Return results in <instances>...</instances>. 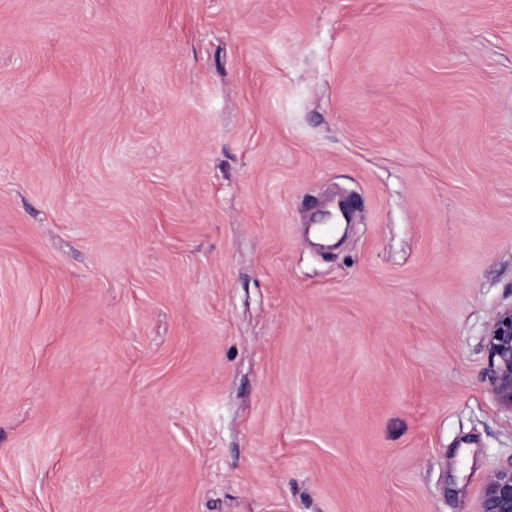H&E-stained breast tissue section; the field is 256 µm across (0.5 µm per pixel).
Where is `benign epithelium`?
Here are the masks:
<instances>
[{
  "instance_id": "7a95c632",
  "label": "benign epithelium",
  "mask_w": 512,
  "mask_h": 512,
  "mask_svg": "<svg viewBox=\"0 0 512 512\" xmlns=\"http://www.w3.org/2000/svg\"><path fill=\"white\" fill-rule=\"evenodd\" d=\"M484 348L490 391L499 408L512 414V304L492 316ZM477 512H512V463L488 473Z\"/></svg>"
}]
</instances>
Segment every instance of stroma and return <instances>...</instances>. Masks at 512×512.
<instances>
[{
  "label": "stroma",
  "mask_w": 512,
  "mask_h": 512,
  "mask_svg": "<svg viewBox=\"0 0 512 512\" xmlns=\"http://www.w3.org/2000/svg\"><path fill=\"white\" fill-rule=\"evenodd\" d=\"M510 304L512 0H0V512H476ZM490 391L503 411L512 414V304L498 309L484 335Z\"/></svg>",
  "instance_id": "1"
}]
</instances>
